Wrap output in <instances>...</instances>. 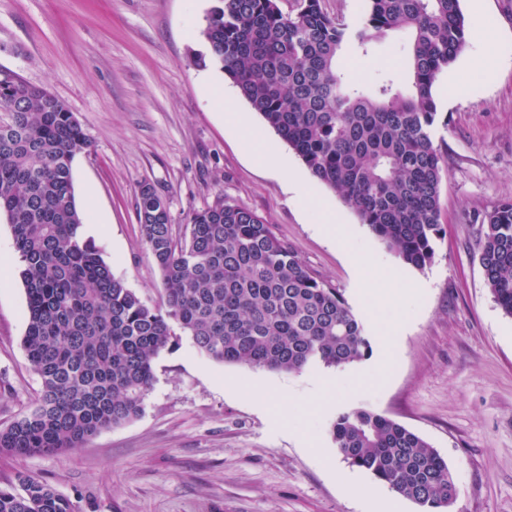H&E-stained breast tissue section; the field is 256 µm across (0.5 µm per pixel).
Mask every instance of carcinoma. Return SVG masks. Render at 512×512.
Wrapping results in <instances>:
<instances>
[{
	"label": "carcinoma",
	"instance_id": "carcinoma-1",
	"mask_svg": "<svg viewBox=\"0 0 512 512\" xmlns=\"http://www.w3.org/2000/svg\"><path fill=\"white\" fill-rule=\"evenodd\" d=\"M200 35L224 70L321 183L402 262L422 270L443 235L444 156L435 145L433 86L465 45L460 0H365L349 25L320 0H216ZM410 32V83L386 76L366 89L337 70L341 51L368 54L388 33ZM88 148L74 113L44 87L0 66V217L11 227L24 285L22 338L41 380L33 407L0 427V454L48 455L137 418L175 329L219 363L298 373L370 357L362 323L253 210L218 200L191 213L182 235L169 207L138 192L142 241L163 286L152 307L112 273L84 238L72 164ZM485 282L512 317V200L482 217ZM342 459L411 500L442 512L458 497L448 462L422 436L363 408L336 416ZM0 512H77L31 474L0 486Z\"/></svg>",
	"mask_w": 512,
	"mask_h": 512
}]
</instances>
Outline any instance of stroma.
<instances>
[{"instance_id": "35a3bbf8", "label": "stroma", "mask_w": 512, "mask_h": 512, "mask_svg": "<svg viewBox=\"0 0 512 512\" xmlns=\"http://www.w3.org/2000/svg\"><path fill=\"white\" fill-rule=\"evenodd\" d=\"M213 4L0 0V65L46 87L85 129L90 146L73 163L83 234L147 304L162 303L163 286L136 216L144 183L168 198L177 234L219 198L254 210L342 294L372 354L288 373L215 362L179 335L155 361L140 416L56 454H0V484L38 476L78 512H384L391 489L343 462L330 435L339 413L364 408L438 450L457 480L452 512H512V317L487 288L476 248L483 213L512 199V0H461L471 32L433 88L445 234L425 269L399 264L414 289L390 303L376 299L369 278L397 258L355 211L244 98L236 105L251 138L287 171L255 160L225 123L211 86L235 85L218 66L196 63ZM409 41L391 33L339 65L372 83L401 72ZM491 48L499 66L489 77L481 66ZM298 181L335 211V236L302 205ZM25 330L18 271H0V426L30 409L41 387ZM265 391L280 402L262 401ZM347 477L374 484L375 500L349 497Z\"/></svg>"}]
</instances>
